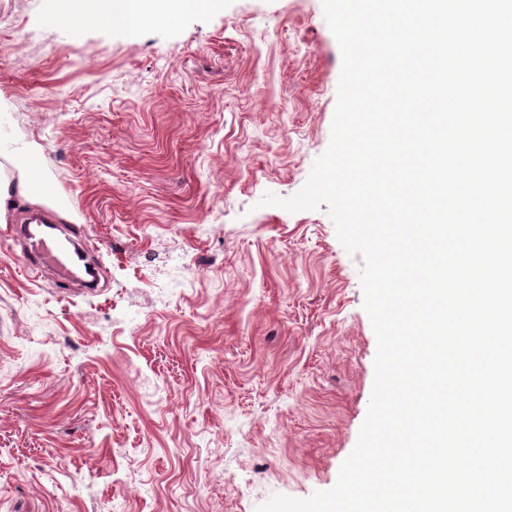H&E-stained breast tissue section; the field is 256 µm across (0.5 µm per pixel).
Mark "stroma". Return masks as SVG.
Wrapping results in <instances>:
<instances>
[{
    "mask_svg": "<svg viewBox=\"0 0 512 512\" xmlns=\"http://www.w3.org/2000/svg\"><path fill=\"white\" fill-rule=\"evenodd\" d=\"M0 0V142L102 272L30 275L0 237V512H256L334 487L372 395L359 267L289 212L342 68L322 0H223L128 38ZM186 260H178L176 250Z\"/></svg>",
    "mask_w": 512,
    "mask_h": 512,
    "instance_id": "35a3bbf8",
    "label": "stroma"
}]
</instances>
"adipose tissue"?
<instances>
[{
	"label": "adipose tissue",
	"instance_id": "ef3b65f1",
	"mask_svg": "<svg viewBox=\"0 0 512 512\" xmlns=\"http://www.w3.org/2000/svg\"><path fill=\"white\" fill-rule=\"evenodd\" d=\"M53 21L71 25L84 19L105 18L118 25L128 37H136L149 17L162 15L177 20L181 15L220 8L222 0H59ZM38 145L22 142L6 161L14 170V178L0 173V219L15 199L31 204L42 203L43 176L34 170L33 160Z\"/></svg>",
	"mask_w": 512,
	"mask_h": 512
}]
</instances>
